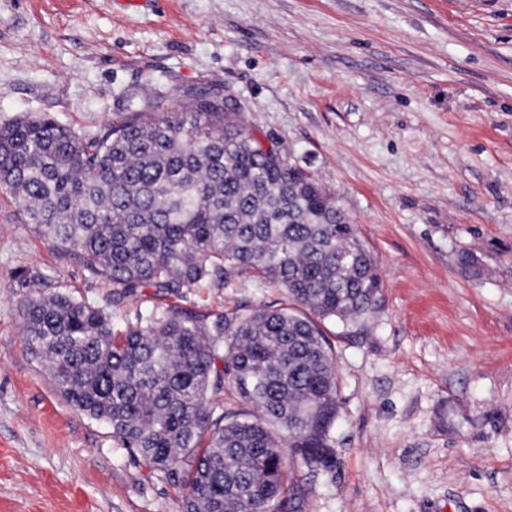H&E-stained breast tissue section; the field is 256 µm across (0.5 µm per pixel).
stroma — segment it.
<instances>
[{"mask_svg": "<svg viewBox=\"0 0 512 512\" xmlns=\"http://www.w3.org/2000/svg\"><path fill=\"white\" fill-rule=\"evenodd\" d=\"M186 85L336 196L375 257L378 311L321 330L337 465L291 463L303 512H512V0H0V124L93 130ZM481 259L474 277L456 260ZM103 301L0 194V512H182L181 491L74 408L28 351L22 302ZM286 302L245 273L181 306Z\"/></svg>", "mask_w": 512, "mask_h": 512, "instance_id": "obj_1", "label": "stroma"}]
</instances>
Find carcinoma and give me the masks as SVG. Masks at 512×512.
I'll list each match as a JSON object with an SVG mask.
<instances>
[{"label":"carcinoma","mask_w":512,"mask_h":512,"mask_svg":"<svg viewBox=\"0 0 512 512\" xmlns=\"http://www.w3.org/2000/svg\"><path fill=\"white\" fill-rule=\"evenodd\" d=\"M0 191L62 262L112 288L104 305L63 292L24 303L27 345L60 395L181 488L183 512H302L283 448L311 471L336 465V359L318 321L355 323L381 292L335 195L196 87L88 133L47 115L0 125ZM246 272L288 304H172ZM146 288L160 303L113 330L112 309ZM226 380L255 420L214 401Z\"/></svg>","instance_id":"carcinoma-1"}]
</instances>
